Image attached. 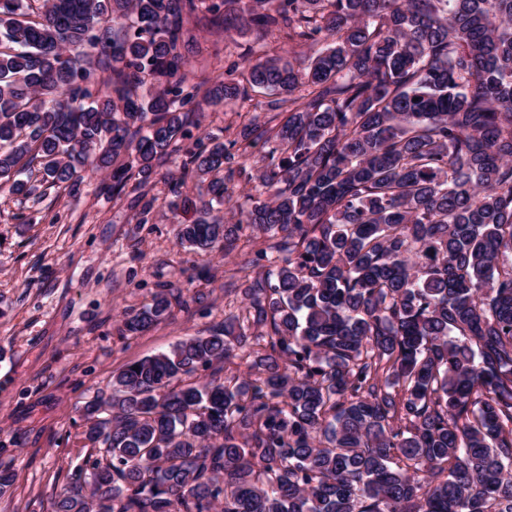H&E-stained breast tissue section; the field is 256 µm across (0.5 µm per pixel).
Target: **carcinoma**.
I'll list each match as a JSON object with an SVG mask.
<instances>
[{"instance_id":"cac0c4a2","label":"carcinoma","mask_w":512,"mask_h":512,"mask_svg":"<svg viewBox=\"0 0 512 512\" xmlns=\"http://www.w3.org/2000/svg\"><path fill=\"white\" fill-rule=\"evenodd\" d=\"M33 2L0 0V192L34 195L37 172L76 195L109 169L120 198L174 156L170 208L196 177L209 195L179 243L227 255L246 228L267 262L243 313L86 407L98 456L53 512H512V0ZM192 21L326 46L212 88L273 98L207 144ZM222 171L255 181L234 224ZM157 201L133 197L137 223ZM234 359L247 375L185 382Z\"/></svg>"}]
</instances>
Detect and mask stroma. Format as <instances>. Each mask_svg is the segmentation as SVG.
<instances>
[{
	"instance_id": "stroma-1",
	"label": "stroma",
	"mask_w": 512,
	"mask_h": 512,
	"mask_svg": "<svg viewBox=\"0 0 512 512\" xmlns=\"http://www.w3.org/2000/svg\"><path fill=\"white\" fill-rule=\"evenodd\" d=\"M192 34L187 68L208 85L234 61L282 58L301 68L314 54L283 39L257 42L245 29ZM269 98L257 89L244 102L200 101L198 136L239 137ZM177 172L173 163L157 168L146 184L159 199L147 224L137 223L130 197L99 190L106 172L75 196L45 186L29 198L0 192V471L11 475L0 512H52L88 454L84 409L121 368L223 327L224 286L252 254L242 246L206 256L179 244L178 227L196 218L199 202L190 188L179 209L167 206ZM177 288L187 307L143 335H122L123 313Z\"/></svg>"
}]
</instances>
